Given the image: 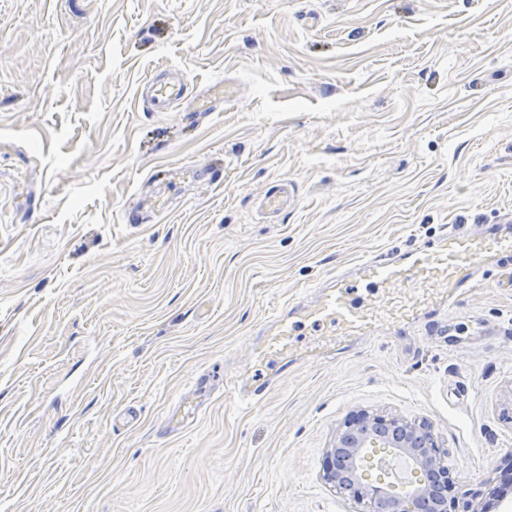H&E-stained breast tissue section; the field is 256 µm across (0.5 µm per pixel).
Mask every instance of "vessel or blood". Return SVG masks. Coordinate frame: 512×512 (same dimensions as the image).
I'll list each match as a JSON object with an SVG mask.
<instances>
[{
  "label": "vessel or blood",
  "mask_w": 512,
  "mask_h": 512,
  "mask_svg": "<svg viewBox=\"0 0 512 512\" xmlns=\"http://www.w3.org/2000/svg\"><path fill=\"white\" fill-rule=\"evenodd\" d=\"M186 86L150 79L142 97L156 108L183 100ZM512 258V231L496 234L443 233L431 243L400 256L360 262L354 277H336L319 288L313 300L288 303L259 332L258 342L243 375L225 383L240 400L263 397L277 382V364L296 361L298 353L328 356L358 339L420 318L449 302L451 292L475 283L480 269ZM307 326L312 337L296 350L297 328Z\"/></svg>",
  "instance_id": "vessel-or-blood-1"
}]
</instances>
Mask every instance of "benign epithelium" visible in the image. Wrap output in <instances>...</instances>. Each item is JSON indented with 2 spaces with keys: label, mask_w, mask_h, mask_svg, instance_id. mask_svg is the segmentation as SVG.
I'll return each instance as SVG.
<instances>
[{
  "label": "benign epithelium",
  "mask_w": 512,
  "mask_h": 512,
  "mask_svg": "<svg viewBox=\"0 0 512 512\" xmlns=\"http://www.w3.org/2000/svg\"><path fill=\"white\" fill-rule=\"evenodd\" d=\"M386 438V447L412 459L414 473L424 476L417 485L397 497L396 512H455V502L448 500L452 484L448 452L439 443L433 424L426 418L407 419L393 413L359 410L351 414L336 431L333 448L327 452L322 478L336 494L365 505L362 512H379L388 491L361 481L343 479V468L336 459L350 465L365 461L367 450L379 447L375 436Z\"/></svg>",
  "instance_id": "obj_1"
}]
</instances>
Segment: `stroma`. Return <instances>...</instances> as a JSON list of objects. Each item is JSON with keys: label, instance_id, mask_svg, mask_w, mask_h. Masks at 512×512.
<instances>
[{"label": "stroma", "instance_id": "stroma-1", "mask_svg": "<svg viewBox=\"0 0 512 512\" xmlns=\"http://www.w3.org/2000/svg\"><path fill=\"white\" fill-rule=\"evenodd\" d=\"M510 212L512 0H0V512H356L322 471L362 409L431 421L449 499L512 512L499 264L224 387L287 301ZM185 93V83H160L154 78L145 81L141 87L142 98H149L154 106L159 109L183 100Z\"/></svg>", "mask_w": 512, "mask_h": 512}]
</instances>
